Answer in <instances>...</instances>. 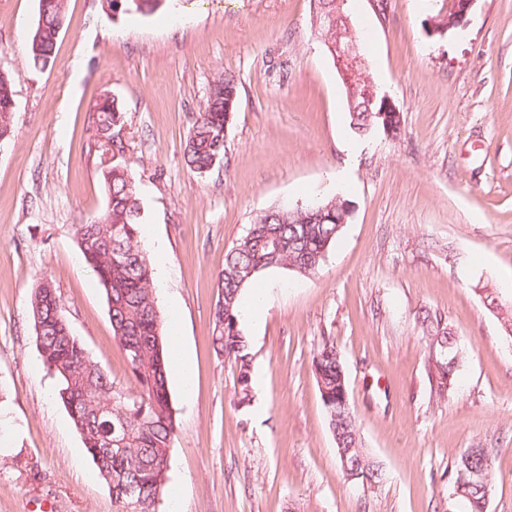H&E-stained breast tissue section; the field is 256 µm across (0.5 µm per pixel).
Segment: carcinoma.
Instances as JSON below:
<instances>
[{"label": "carcinoma", "mask_w": 512, "mask_h": 512, "mask_svg": "<svg viewBox=\"0 0 512 512\" xmlns=\"http://www.w3.org/2000/svg\"><path fill=\"white\" fill-rule=\"evenodd\" d=\"M66 0H39L38 20L28 42L36 66L52 59L63 28ZM166 0H122L124 13H151ZM237 91L235 79L226 76L214 82L205 105L189 129L184 158L189 168L205 173L223 161L230 125L224 112V93ZM14 91L12 81L0 72V139L11 136ZM350 128L359 136L371 132L361 102L349 113ZM124 112L117 99L104 97L97 103L92 121L90 151L107 195V206L97 219L73 225V236L86 262L95 273L107 303L112 337L122 348L135 395L117 390L109 375L90 359L83 343L61 311L60 297L40 281L30 297L32 323L40 324L35 341L48 372L57 382L56 396L69 414L98 475L112 495L114 512H157L169 494L168 466L178 423L171 404L168 376V336L154 296L153 269L142 248L140 198L129 169ZM348 211L336 201H314L300 208L274 207L258 215L247 233L229 249L224 268L215 280L217 298L212 310V346L216 353L234 360L239 367L240 392L250 389L251 356L247 338L239 328V303L244 288L270 268H286L305 275L324 261L336 244L339 222ZM253 270L243 280L239 273ZM433 348L432 364L441 392L453 389V372L460 351L447 328L436 322L426 327ZM318 385L329 392L327 413L331 433H339L342 445L357 457L359 436L351 407H336L343 364L340 354L324 344L313 359ZM484 471L493 485L491 459L483 448H468L449 472L451 489L461 474ZM136 492L130 499L128 490ZM489 498L484 486H474L455 498L460 512H487Z\"/></svg>", "instance_id": "obj_1"}]
</instances>
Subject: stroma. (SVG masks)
Here are the masks:
<instances>
[{
	"label": "stroma",
	"mask_w": 512,
	"mask_h": 512,
	"mask_svg": "<svg viewBox=\"0 0 512 512\" xmlns=\"http://www.w3.org/2000/svg\"><path fill=\"white\" fill-rule=\"evenodd\" d=\"M443 0H349L369 75L400 131L355 138L345 94L311 26V0H168L150 14L67 0L47 67L27 41L38 0H0V71L14 130L0 141V512H113L35 343L29 301L48 279L72 332L115 385L133 389L105 298L72 227L106 194L88 153L102 95L124 111L144 226L165 247L156 301L175 324L194 392L169 383L178 422L159 512H446L468 448L492 460L488 512H512V0H477L430 36ZM238 98L223 162L184 159L211 85ZM333 198L347 224L318 270L263 272L265 319L241 396L210 340L226 251L268 209ZM463 353L454 387L430 374L425 316ZM341 355L370 484L339 465L312 360ZM476 2H477V0H456V2L454 4L453 11H452L453 15L451 17H448V15H450V10H451V6H450V9L448 10V14L446 13V15L443 16V17H448V20L444 23L443 26L438 27V25L435 24L434 21H432V20L430 21L431 26H432V31L436 32V33H445L450 28L460 26L463 23L466 16L469 14V12L472 10V8L474 7Z\"/></svg>",
	"instance_id": "35a3bbf8"
}]
</instances>
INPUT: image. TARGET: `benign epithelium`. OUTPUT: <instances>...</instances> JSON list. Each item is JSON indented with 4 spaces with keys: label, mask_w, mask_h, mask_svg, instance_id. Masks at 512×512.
<instances>
[{
    "label": "benign epithelium",
    "mask_w": 512,
    "mask_h": 512,
    "mask_svg": "<svg viewBox=\"0 0 512 512\" xmlns=\"http://www.w3.org/2000/svg\"><path fill=\"white\" fill-rule=\"evenodd\" d=\"M476 2L477 0H456L452 16L441 27L432 24V31L445 33L453 27L460 26ZM346 3L347 0H336V11L313 20V29H323L334 35V64L347 88L349 101L362 100V106L366 108L369 118L383 120L387 133L391 134L393 126L390 125V114H396L398 110L388 96L378 92L368 75V66L360 51L358 40L349 19L344 16L343 9Z\"/></svg>",
    "instance_id": "1"
}]
</instances>
